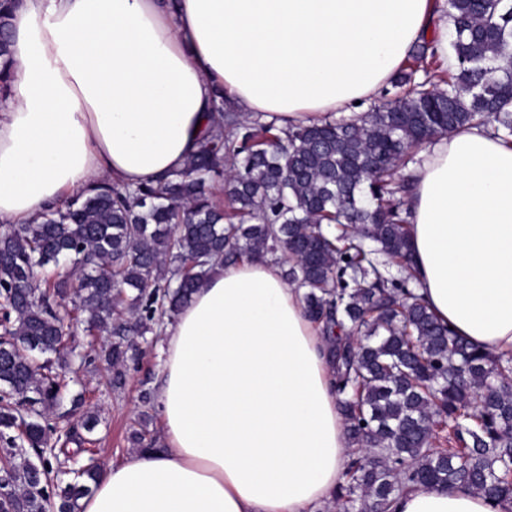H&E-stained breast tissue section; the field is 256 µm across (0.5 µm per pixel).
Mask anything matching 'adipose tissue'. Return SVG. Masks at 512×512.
<instances>
[{
    "label": "adipose tissue",
    "mask_w": 512,
    "mask_h": 512,
    "mask_svg": "<svg viewBox=\"0 0 512 512\" xmlns=\"http://www.w3.org/2000/svg\"><path fill=\"white\" fill-rule=\"evenodd\" d=\"M431 0H25L0 109V222L29 224L97 178L182 170L215 87L279 126L351 113L420 39L448 51ZM410 247L438 319L512 350V146L475 125L414 171ZM165 447L100 469L82 512H319L349 453L325 342L266 259L217 267L165 331ZM392 512H506L419 488Z\"/></svg>",
    "instance_id": "adipose-tissue-1"
}]
</instances>
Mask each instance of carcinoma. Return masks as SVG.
Returning a JSON list of instances; mask_svg holds the SVG:
<instances>
[{"mask_svg": "<svg viewBox=\"0 0 512 512\" xmlns=\"http://www.w3.org/2000/svg\"><path fill=\"white\" fill-rule=\"evenodd\" d=\"M19 6L0 0L5 91ZM431 10L453 26L448 56L421 39L367 111L283 128L243 117L218 90L182 170L135 187L100 180L31 224L0 228V436L31 450L0 458V512H75L99 472L76 465L86 439L74 429L43 447L67 393L70 335L54 304L72 278L74 320L111 337L98 356L119 388L134 337L178 314L216 261L279 251L321 327L351 445L336 512H389L429 486L512 504V354L470 344L417 293L410 178L399 174L473 123L512 144V0H433ZM37 268L53 274L38 280ZM130 440L155 446L147 417Z\"/></svg>", "mask_w": 512, "mask_h": 512, "instance_id": "obj_1", "label": "carcinoma"}]
</instances>
